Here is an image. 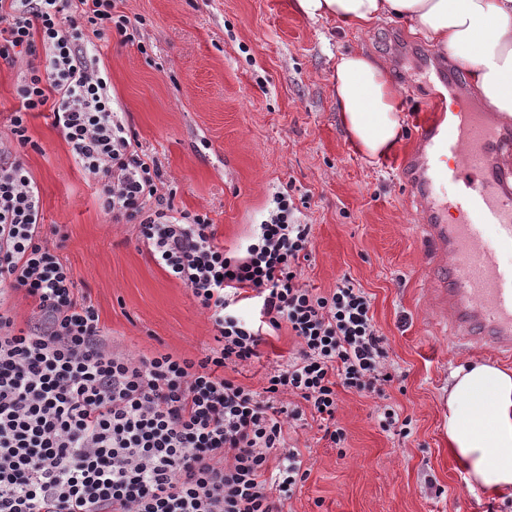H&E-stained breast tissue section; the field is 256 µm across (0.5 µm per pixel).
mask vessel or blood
Instances as JSON below:
<instances>
[{"label":"vessel or blood","instance_id":"1","mask_svg":"<svg viewBox=\"0 0 512 512\" xmlns=\"http://www.w3.org/2000/svg\"><path fill=\"white\" fill-rule=\"evenodd\" d=\"M415 145L399 169L411 194L423 200L418 224L426 251L438 260V298L448 306L457 341L512 355V129L494 122L463 97L426 102ZM454 185L453 196L442 195ZM495 230L489 245L486 227Z\"/></svg>","mask_w":512,"mask_h":512}]
</instances>
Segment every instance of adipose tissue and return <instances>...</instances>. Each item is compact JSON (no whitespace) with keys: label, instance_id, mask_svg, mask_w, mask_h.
Returning <instances> with one entry per match:
<instances>
[{"label":"adipose tissue","instance_id":"ef3b65f1","mask_svg":"<svg viewBox=\"0 0 512 512\" xmlns=\"http://www.w3.org/2000/svg\"><path fill=\"white\" fill-rule=\"evenodd\" d=\"M311 19L362 29L385 17L407 23L466 72L501 123H512V0H293ZM334 98L347 135L365 157L393 153L401 141V96L386 63L364 51L340 54ZM448 451L486 495L512 497V372L467 361L448 379Z\"/></svg>","mask_w":512,"mask_h":512}]
</instances>
